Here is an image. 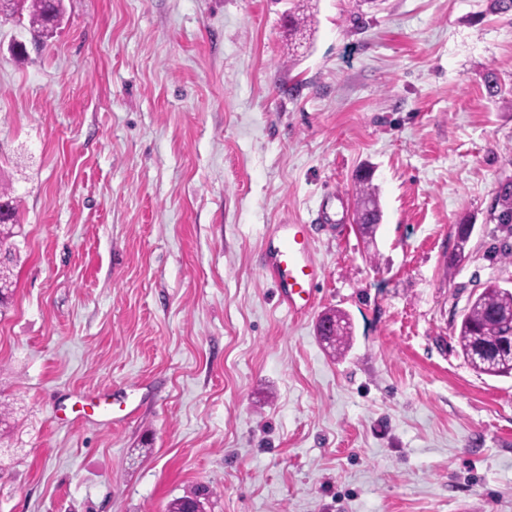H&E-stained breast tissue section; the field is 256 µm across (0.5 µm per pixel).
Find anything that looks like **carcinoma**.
Masks as SVG:
<instances>
[{
  "label": "carcinoma",
  "instance_id": "carcinoma-1",
  "mask_svg": "<svg viewBox=\"0 0 512 512\" xmlns=\"http://www.w3.org/2000/svg\"><path fill=\"white\" fill-rule=\"evenodd\" d=\"M288 10V36L297 34L311 37L315 4L313 0H291ZM0 16L22 26L32 42L42 47L57 33L64 17L63 0H0ZM356 220L360 233L371 235L381 222L382 211L373 174L363 169L356 175ZM494 219L500 224H512V182L502 186L495 195L492 206ZM17 198L9 188L0 189V240L15 236L18 227ZM14 252L0 264V301L12 287ZM512 288L489 282L481 292L471 298L460 323L455 327L459 354L478 374L495 378H512ZM336 318V333L325 337L330 345L342 348L348 342L345 321L340 313L327 314Z\"/></svg>",
  "mask_w": 512,
  "mask_h": 512
}]
</instances>
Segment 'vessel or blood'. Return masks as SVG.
I'll use <instances>...</instances> for the list:
<instances>
[{
  "label": "vessel or blood",
  "mask_w": 512,
  "mask_h": 512,
  "mask_svg": "<svg viewBox=\"0 0 512 512\" xmlns=\"http://www.w3.org/2000/svg\"><path fill=\"white\" fill-rule=\"evenodd\" d=\"M259 262L273 281L280 303L290 312L302 315L314 307L322 270L313 257L307 225H277Z\"/></svg>",
  "instance_id": "b4317fda"
}]
</instances>
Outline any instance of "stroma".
<instances>
[{"mask_svg":"<svg viewBox=\"0 0 512 512\" xmlns=\"http://www.w3.org/2000/svg\"><path fill=\"white\" fill-rule=\"evenodd\" d=\"M488 5L319 0L293 63L288 0H65L38 49L0 23L21 224L0 512H165L203 486L206 512H512V379L453 333L485 283L512 286V224L490 219L512 10ZM276 224L313 227L301 317L259 266ZM330 309L354 324L342 355L317 335ZM373 174L363 169L356 175V220L358 231L364 235H373L382 219L376 187L372 183Z\"/></svg>","mask_w":512,"mask_h":512,"instance_id":"1","label":"stroma"}]
</instances>
